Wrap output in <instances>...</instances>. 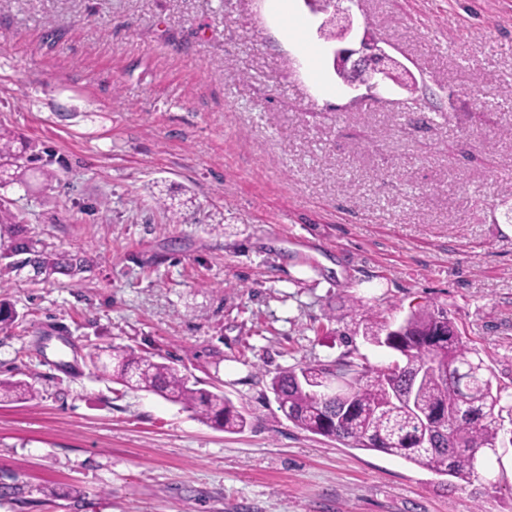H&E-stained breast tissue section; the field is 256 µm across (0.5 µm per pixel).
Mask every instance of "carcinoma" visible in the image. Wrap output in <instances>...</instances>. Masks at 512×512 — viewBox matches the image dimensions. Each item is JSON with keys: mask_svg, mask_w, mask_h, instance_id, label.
Here are the masks:
<instances>
[{"mask_svg": "<svg viewBox=\"0 0 512 512\" xmlns=\"http://www.w3.org/2000/svg\"><path fill=\"white\" fill-rule=\"evenodd\" d=\"M38 161L31 146L0 131V189L30 184L26 172ZM25 258L34 277L73 278L87 260L78 253H47L29 235L23 218L0 208V262L17 272L13 258ZM365 339L395 352L398 359L371 367L353 361L306 364L278 373L270 389L279 409L297 427L352 448L384 452L460 480L478 477V462L498 454L504 416V387L479 351L469 347L446 312L426 308L396 328L368 322ZM93 367L131 390L155 393L195 412L214 429L237 433L248 424L245 413L227 397L199 388L175 368L110 347L91 356ZM336 380V397L324 396L327 379ZM40 396L27 380H0L1 402H33ZM447 432L437 448L423 445L435 425ZM477 455V464L470 462Z\"/></svg>", "mask_w": 512, "mask_h": 512, "instance_id": "carcinoma-1", "label": "carcinoma"}]
</instances>
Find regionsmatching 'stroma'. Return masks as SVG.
I'll list each match as a JSON object with an SVG mask.
<instances>
[{"instance_id":"1","label":"stroma","mask_w":512,"mask_h":512,"mask_svg":"<svg viewBox=\"0 0 512 512\" xmlns=\"http://www.w3.org/2000/svg\"><path fill=\"white\" fill-rule=\"evenodd\" d=\"M403 67L356 100L303 0H0V129L59 174L6 189L79 277L0 272V512H512V445L465 482L297 428L278 372L381 366L363 318L435 305L512 390V0H355ZM163 189L193 205L171 215ZM133 347L250 415L230 434L112 383ZM40 396L38 388L34 383L27 380H0V403L1 402H33Z\"/></svg>"}]
</instances>
